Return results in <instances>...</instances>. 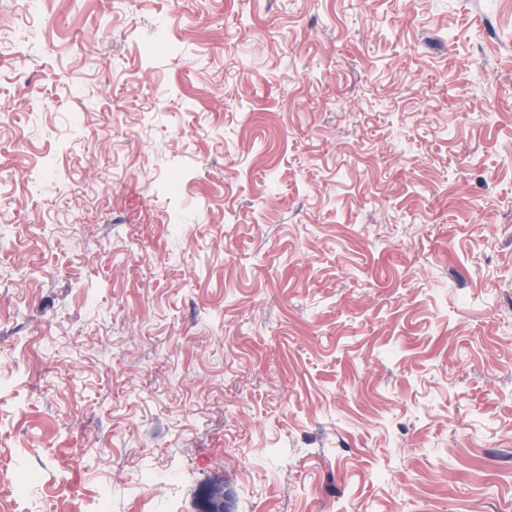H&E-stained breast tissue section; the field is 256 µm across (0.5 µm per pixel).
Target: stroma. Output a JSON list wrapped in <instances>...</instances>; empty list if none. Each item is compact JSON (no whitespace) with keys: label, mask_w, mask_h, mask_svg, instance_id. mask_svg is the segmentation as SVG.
<instances>
[{"label":"stroma","mask_w":512,"mask_h":512,"mask_svg":"<svg viewBox=\"0 0 512 512\" xmlns=\"http://www.w3.org/2000/svg\"><path fill=\"white\" fill-rule=\"evenodd\" d=\"M0 0V512H512V0Z\"/></svg>","instance_id":"1"}]
</instances>
